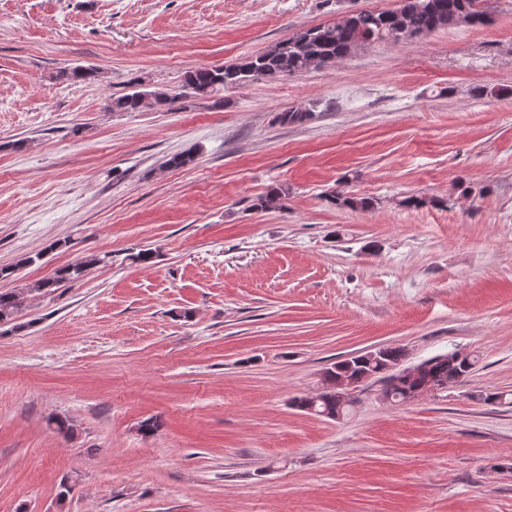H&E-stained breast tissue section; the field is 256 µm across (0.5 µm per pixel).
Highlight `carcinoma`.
<instances>
[{
    "instance_id": "1",
    "label": "carcinoma",
    "mask_w": 512,
    "mask_h": 512,
    "mask_svg": "<svg viewBox=\"0 0 512 512\" xmlns=\"http://www.w3.org/2000/svg\"><path fill=\"white\" fill-rule=\"evenodd\" d=\"M488 21L482 0H400L399 6L393 9L361 10L333 22L304 29L238 64L190 70L184 76L181 89L174 94L148 90L142 81L137 80L130 83L127 92L112 97L111 108L114 112H140L146 108L169 111L180 100L207 98L212 100L211 106L216 109L224 104L220 93L226 88L332 65L371 43H399L440 29L484 26ZM98 77L99 71L95 68L75 66L56 71L51 79L64 83L91 81ZM313 116L314 113L307 109L289 108L278 113L277 120L283 124H296L307 122ZM285 196L284 189L271 187L253 200L252 209H280ZM325 201L336 208L368 209L372 206L366 198H356L339 191L327 193ZM104 261L105 258L97 254L85 256L55 269L25 288L0 292V326L9 325L14 331L25 328V324L17 322L18 313L32 297L52 294L60 284L80 279L89 268ZM405 357L406 352L401 347L386 348L385 355L379 360L363 355L347 357L326 368L325 377L334 382L344 371L359 378L367 374L384 382L385 388L396 397V402L407 403L412 401L414 391L424 385L430 384L442 391L454 387L468 377L477 364L476 355L469 353L460 360L458 351L452 350L427 359L428 367L417 381L408 383L392 373H385L387 365L401 363ZM294 406L301 411L312 407L315 414L329 419L350 411L347 406L340 407L334 388L313 396L298 397L294 399Z\"/></svg>"
}]
</instances>
